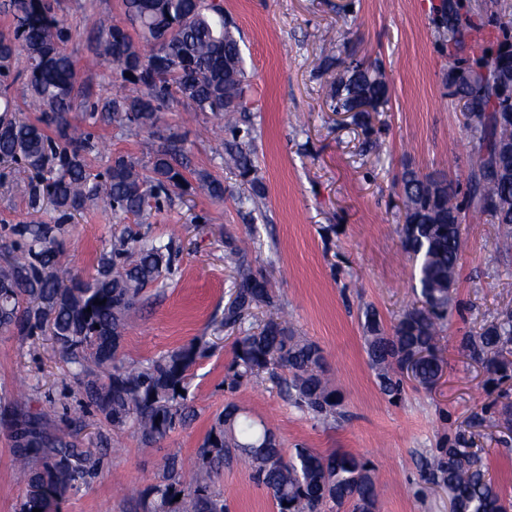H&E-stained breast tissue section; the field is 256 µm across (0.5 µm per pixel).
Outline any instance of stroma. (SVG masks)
Masks as SVG:
<instances>
[{
    "instance_id": "1",
    "label": "stroma",
    "mask_w": 512,
    "mask_h": 512,
    "mask_svg": "<svg viewBox=\"0 0 512 512\" xmlns=\"http://www.w3.org/2000/svg\"><path fill=\"white\" fill-rule=\"evenodd\" d=\"M239 42L255 108L248 139L265 184L252 196L225 170L222 146L205 138L210 113L175 103L161 114L160 136H184L192 172L224 184V198L172 192L148 219L156 236L177 239L174 272L140 307L120 353L143 360L196 339L213 340L191 371L196 415L160 446L141 444L133 430L117 436L98 473L61 504V512H143L144 490L157 481L166 457H195L213 419L228 402L272 425L285 449L341 451L369 459L379 490L378 512H448V495L428 483L424 464L435 449L465 433L497 487L512 499V432L499 419L512 404V379L490 380L481 361L463 345L512 307V239L488 216L465 209L463 242L452 313L441 345L446 365L430 389L406 381L398 401L377 385L365 350L363 312L373 308L393 330L416 297L414 262L402 247L399 197L405 169L440 173L468 197L471 147L464 119L448 99L443 79L453 59L438 42L432 22L437 0H223ZM56 13L71 33L65 49L77 64L90 100L133 93L101 51L104 34L91 18L123 19L122 0H58ZM332 32L336 56L355 54L379 65L389 82L380 112H330L322 88V36ZM109 144L93 161L104 171L112 155L148 163L157 138L92 125ZM29 174L21 165H0V243L16 224L63 222L66 261L73 272L94 273L114 235L135 227L134 217L98 201L67 220L52 208L33 210ZM232 235L254 271L279 297L297 333L323 350L327 370L344 396L345 421L324 426L291 406L268 379L236 393L224 390L233 335H214L234 291L224 266V237ZM34 386L31 409L54 426L78 423L85 439L111 434L87 409L48 335L0 331V397ZM8 431L0 425V512H19L25 492L12 465ZM216 487L228 512H276L266 489L240 463L225 465Z\"/></svg>"
}]
</instances>
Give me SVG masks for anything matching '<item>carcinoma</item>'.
<instances>
[{"mask_svg": "<svg viewBox=\"0 0 512 512\" xmlns=\"http://www.w3.org/2000/svg\"><path fill=\"white\" fill-rule=\"evenodd\" d=\"M470 0H441L433 23L441 46L454 56L444 83L448 97L461 106L473 142L468 203L512 234V176L493 168L499 140L512 143V118L496 124L497 112L512 113L499 88L512 86V31L502 26L496 43L475 53L467 43L482 25ZM125 15L137 29L107 27L103 53L121 76L141 86L135 95H114L91 105L90 112L112 113L120 129L157 133L160 114L183 101L195 112H210L224 125L210 129L224 145V167L252 193L263 192L262 177L251 159L250 143L240 140L238 116L252 111L239 44L225 17L206 0H123ZM13 30L0 33V163H23L33 172L29 203L47 202L69 217L101 200L114 212L142 216L151 201L172 190L224 199V184L201 175L186 177L183 140L163 138L149 166L130 156L115 155L103 174L89 170L99 141L71 121L80 89L76 64L64 49L69 30L58 19L51 0H10ZM25 59L27 87L38 103L37 123L12 115L10 90ZM459 70L486 71L484 84L459 81ZM325 103L332 112H350L354 101L368 96L378 107L389 98L382 68L350 58L343 73L325 84ZM405 226L404 250L417 262L418 304L407 310L387 334L376 313L365 314L366 353L381 390L400 395L404 360L416 351L413 380L430 388L443 373L439 347L441 322L448 318L453 295L448 280L457 274L461 255V212L456 191L444 176H422L406 170L400 180ZM17 239L4 247L0 264V329L31 333L45 330L100 420L121 433L130 427L147 446L158 444L187 425L195 408L189 397V372L209 349L199 339L144 361L127 360L119 350L129 319L145 289L172 273L175 241L126 231L113 237L88 280L72 274L63 260L61 224H18ZM224 264L235 273L233 301L224 306L218 327L238 333L224 387L235 391L266 374L294 407L327 422L340 413L342 396L327 376L322 349L295 335L288 321H251L261 306L279 308L269 282L254 272L243 250L224 245ZM471 354L487 371H512V309L501 311L477 336L467 338ZM10 431L14 463L26 493L20 512H59L72 490L92 478L101 463L94 446L77 439L70 428H53L44 414L3 406L0 419ZM455 440L426 462V477L448 490L455 512H512L480 455ZM240 459L251 478L273 496L277 512H368L376 508L377 487L371 463L349 453L282 448L273 428L252 420L244 408L228 403L189 464L170 457L159 480L144 494V512H225L215 476ZM180 500H175V497Z\"/></svg>", "mask_w": 512, "mask_h": 512, "instance_id": "carcinoma-1", "label": "carcinoma"}]
</instances>
